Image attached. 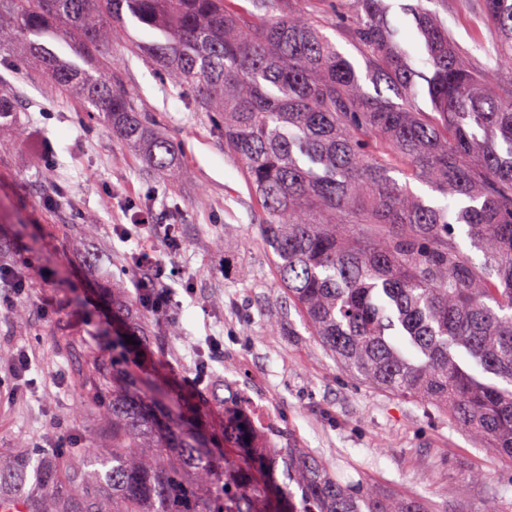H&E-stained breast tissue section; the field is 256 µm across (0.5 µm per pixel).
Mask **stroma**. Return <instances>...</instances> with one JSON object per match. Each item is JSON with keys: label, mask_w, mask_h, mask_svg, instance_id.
I'll list each match as a JSON object with an SVG mask.
<instances>
[{"label": "stroma", "mask_w": 512, "mask_h": 512, "mask_svg": "<svg viewBox=\"0 0 512 512\" xmlns=\"http://www.w3.org/2000/svg\"><path fill=\"white\" fill-rule=\"evenodd\" d=\"M481 17L482 0L464 9L448 2L456 39L485 60L494 46L492 35L473 38ZM120 61L141 106L179 145L176 183L150 172L142 154L103 132L95 114L60 95L39 69L18 58L0 65V89L20 101L22 124L39 135L29 142L0 126V254L15 263L37 259L27 295L0 312V375L19 350L32 360L23 380L0 389V453L73 440L108 445L102 407L112 401L113 324L106 311L117 296L150 352L129 370L145 390L167 391L164 409L190 395L205 338L223 340L209 386L193 397L203 409L201 438L215 455L224 451L225 413L240 409L258 432L288 430L292 447L381 498L415 497L424 512H481L494 498L501 512H512V463L447 410L348 375L298 313L285 311L251 191L208 113L138 57ZM133 210L177 223L176 255L156 233L116 235ZM146 250L172 258L178 270L167 318L175 330L161 339L125 273ZM283 311L289 329H267V315Z\"/></svg>", "instance_id": "1"}]
</instances>
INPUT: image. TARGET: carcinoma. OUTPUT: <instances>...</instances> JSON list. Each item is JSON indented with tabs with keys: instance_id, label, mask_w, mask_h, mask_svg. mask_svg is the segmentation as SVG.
<instances>
[{
	"instance_id": "obj_1",
	"label": "carcinoma",
	"mask_w": 512,
	"mask_h": 512,
	"mask_svg": "<svg viewBox=\"0 0 512 512\" xmlns=\"http://www.w3.org/2000/svg\"><path fill=\"white\" fill-rule=\"evenodd\" d=\"M0 0V52L18 49L57 89L98 113L112 137L175 170L176 142L128 88L97 74L125 20L138 53L213 114L259 207L285 302L353 377L448 409L512 462V0H483L506 83L493 86L445 18L416 0L424 69L384 0ZM362 56L375 93L325 33ZM425 86L434 111H419ZM19 107L0 92V124ZM401 178H396V175ZM418 181L443 202L428 204ZM463 231L475 260L458 241ZM112 368V446L19 450L0 460V498L23 512H422L347 484L273 431L224 418V468L199 447V412L165 420Z\"/></svg>"
}]
</instances>
